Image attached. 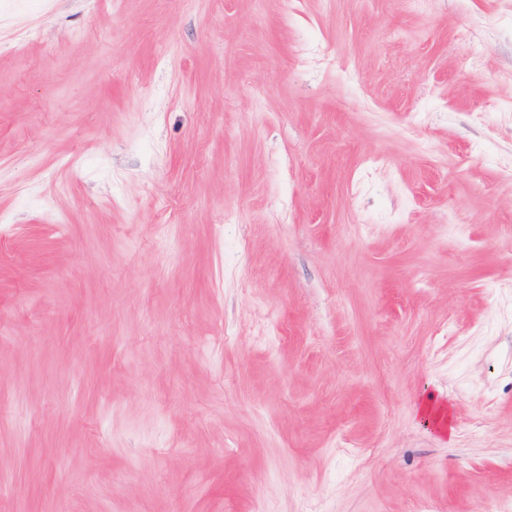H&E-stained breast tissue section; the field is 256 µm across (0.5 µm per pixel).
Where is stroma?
<instances>
[{
    "label": "stroma",
    "instance_id": "obj_1",
    "mask_svg": "<svg viewBox=\"0 0 512 512\" xmlns=\"http://www.w3.org/2000/svg\"><path fill=\"white\" fill-rule=\"evenodd\" d=\"M509 166L512 0H0V512L512 502ZM418 417L421 421L447 435H452L453 428L451 426V415L445 403H437L434 398L426 397L418 410Z\"/></svg>",
    "mask_w": 512,
    "mask_h": 512
}]
</instances>
